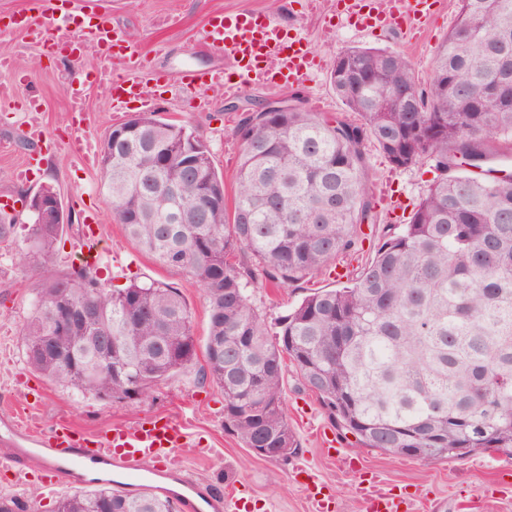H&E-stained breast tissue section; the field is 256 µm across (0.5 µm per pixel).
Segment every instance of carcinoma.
I'll return each instance as SVG.
<instances>
[{
	"label": "carcinoma",
	"instance_id": "carcinoma-1",
	"mask_svg": "<svg viewBox=\"0 0 512 512\" xmlns=\"http://www.w3.org/2000/svg\"><path fill=\"white\" fill-rule=\"evenodd\" d=\"M338 57L346 69L332 65L330 85L360 122L303 109L244 116L230 210L199 134L152 113L112 130L101 180L113 219L203 286L200 374L224 394V428L244 447L295 453L290 364L364 447L396 457L419 448L414 457L429 461L457 448L512 453V176L487 166L491 142L512 145V0H459L437 52L442 76L426 88L400 53L353 47ZM368 143L395 169L431 163L435 177L404 224L375 223ZM64 228L34 220L21 252L41 280L24 330L29 364L82 394L128 400L193 369L197 340L178 289L153 281L109 291L85 261L57 269ZM338 259L347 285L311 291L269 333L248 278L259 271L296 288ZM86 304L95 320L53 329L62 306ZM56 512L175 509L148 490L98 487L61 497Z\"/></svg>",
	"mask_w": 512,
	"mask_h": 512
}]
</instances>
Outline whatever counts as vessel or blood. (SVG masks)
I'll list each match as a JSON object with an SVG mask.
<instances>
[{"mask_svg":"<svg viewBox=\"0 0 512 512\" xmlns=\"http://www.w3.org/2000/svg\"><path fill=\"white\" fill-rule=\"evenodd\" d=\"M437 3L438 0H337L336 9L360 30L393 26L414 30L431 20ZM50 24L54 34L43 40L45 49L73 40L72 13H51ZM76 40L81 49L99 53L102 66L94 82L113 108L121 109L125 100L138 92L137 84L123 78L122 73L144 68L146 56L132 49L117 30L102 20L81 28ZM197 42L217 63L207 70L185 65L173 72L172 82L183 90L201 89L233 96L255 83L268 84L276 79L298 83L310 75L315 63L307 45L287 36L278 20L261 21L248 13L212 16L199 31ZM188 438L183 424L170 418L91 434L66 427L44 434L32 427H20L11 414L0 415V443L14 447L8 465L18 476L26 475L33 457L43 455L55 463L56 475L51 481L55 487L82 482L84 473L103 465L120 469L127 481L143 484L155 477L154 471L147 468L148 462L165 461L172 465L170 477L181 487L174 498L179 512H225L227 503L220 490L199 484L185 470L175 467ZM400 505V499L379 490L363 496L365 512H399Z\"/></svg>","mask_w":512,"mask_h":512,"instance_id":"obj_1","label":"vessel or blood"}]
</instances>
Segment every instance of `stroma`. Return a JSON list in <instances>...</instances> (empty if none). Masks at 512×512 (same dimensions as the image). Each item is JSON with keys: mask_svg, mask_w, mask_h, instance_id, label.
Masks as SVG:
<instances>
[{"mask_svg": "<svg viewBox=\"0 0 512 512\" xmlns=\"http://www.w3.org/2000/svg\"><path fill=\"white\" fill-rule=\"evenodd\" d=\"M95 12L105 15L137 48L147 52L146 69L129 71L154 103L160 117L176 121L199 133L207 142L214 165L224 177L227 191H234L240 156L235 127L245 113L270 99L295 97L299 107L322 110L351 119L352 114L329 84L336 55L350 47L381 48L402 53L421 83L433 75L436 52L454 27L458 0H445L441 11L420 37L410 31L361 34L336 22V0H317L302 9L303 0H89ZM250 12L277 18L289 35L302 38L323 66L306 81L277 89L252 86L234 97L205 92L184 95L170 84L174 70L189 64L208 69L215 58L198 49L195 35L215 14ZM0 83L19 86L22 98L0 105V210L16 218L12 236L0 243V412L10 411L20 421L48 432L59 424L86 432L129 426L167 418L182 419L191 440L181 451V461L201 484H222L225 492L244 487L249 512H313V504L297 483L298 466L309 467L325 485L330 512H361L355 487L378 475L404 500L409 512H512V456L480 452L454 460L424 461L395 457L373 448H362L353 435L328 419L316 396L303 389L293 370H286L284 392L288 418L298 443L288 460L254 456L224 428V396L196 371L179 374L156 387L145 398L99 399L53 383L27 362L23 329L36 305L40 288L37 276L22 270L19 254L27 246L32 223L30 196L45 186L61 197L72 216L57 245L58 268L78 262L88 212H97L102 244L111 263H98L97 276L107 289L134 282L161 281L177 288L193 321L196 338H204L208 303L199 282L176 268L164 267L141 252L110 214L108 196L101 181V162L85 163L71 148L73 138L103 144L112 126L142 112L140 101L131 99L121 111L93 82L95 62L87 58L69 62L45 51L21 29L0 37ZM83 89L86 116L75 123L67 109L70 84ZM38 109L26 111L28 99ZM38 124L43 135L31 137L26 129ZM367 176L374 190L376 208L386 211L387 197L418 203L434 177L430 164L407 169L390 167L375 146H367ZM336 278L318 272L306 288H277L264 277L248 285V295L268 328L305 296L310 288L337 287ZM50 460L31 463L28 481L15 482L10 470L0 467V495L17 496L25 512H54L56 496L44 493L42 478Z\"/></svg>", "mask_w": 512, "mask_h": 512, "instance_id": "35a3bbf8", "label": "stroma"}]
</instances>
